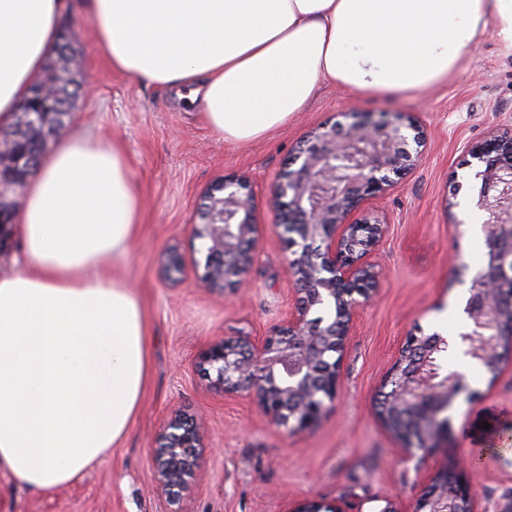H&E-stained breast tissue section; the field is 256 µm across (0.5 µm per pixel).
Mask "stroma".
Masks as SVG:
<instances>
[{
  "label": "stroma",
  "mask_w": 512,
  "mask_h": 512,
  "mask_svg": "<svg viewBox=\"0 0 512 512\" xmlns=\"http://www.w3.org/2000/svg\"><path fill=\"white\" fill-rule=\"evenodd\" d=\"M82 86L67 118L68 132L88 130L118 141L141 199V229L116 269L135 288L152 322L151 381L131 430L111 456L77 482L35 493L0 474V512H171L152 478L154 438L175 409L197 412L213 446L180 512H294L322 500L341 512H412L437 470L483 450L476 471L458 472L475 512H512V359L492 370L461 355L471 400L451 413L448 445L419 464L385 426L382 386L408 336L439 334L458 340L468 331L470 287L485 266L486 215L474 209L480 181L468 148L491 131L512 128V55L486 38L460 70L424 93L363 97L322 86L303 112L250 142L214 133L186 101L112 70L82 13L66 22ZM339 112L398 115L425 139L416 169L364 214L385 223L367 255L382 277L357 312L340 357L339 387L318 424L292 433L276 426L247 394L210 387L195 367L199 353L225 336H265L297 302L287 271L289 253L269 187L291 154ZM245 178L265 231L238 293L197 287L187 270L169 287L162 259L175 250L192 260L196 211L224 176Z\"/></svg>",
  "instance_id": "35a3bbf8"
}]
</instances>
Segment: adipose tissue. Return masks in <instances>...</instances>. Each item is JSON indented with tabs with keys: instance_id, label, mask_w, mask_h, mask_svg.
I'll return each mask as SVG.
<instances>
[{
	"instance_id": "1",
	"label": "adipose tissue",
	"mask_w": 512,
	"mask_h": 512,
	"mask_svg": "<svg viewBox=\"0 0 512 512\" xmlns=\"http://www.w3.org/2000/svg\"><path fill=\"white\" fill-rule=\"evenodd\" d=\"M113 70L187 95L219 136L288 125L325 83L363 96L447 80L485 37L512 54V0H0V128L12 126L73 7ZM121 147L58 139L28 178L0 274V471L38 493L73 483L127 437L151 373L149 318L104 276L140 228Z\"/></svg>"
}]
</instances>
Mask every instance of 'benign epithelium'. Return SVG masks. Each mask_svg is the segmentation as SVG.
Here are the masks:
<instances>
[{"label":"benign epithelium","instance_id":"obj_1","mask_svg":"<svg viewBox=\"0 0 512 512\" xmlns=\"http://www.w3.org/2000/svg\"><path fill=\"white\" fill-rule=\"evenodd\" d=\"M345 121L322 127L299 149L269 190L268 204L278 215L291 256L286 264L299 295L294 310L271 334L229 336L210 343L196 368L216 389L255 396L271 421L291 433L313 429L336 397L338 358L357 309L377 287L379 273L365 256L384 233L381 221L356 214L368 198L386 192L419 163L424 138L413 123L372 120L343 112ZM512 129L493 131L469 149L483 165L477 206L487 214L490 266L471 288L465 312L471 330L462 334L463 353L487 367L512 350ZM256 199L250 183L226 176L208 194L194 237L203 241L204 261H194L203 288L236 289L244 283L261 236L254 221ZM184 258L169 253L163 262L174 287L183 281ZM429 350L420 361L399 358L391 376H400L383 410H407L425 432L419 463L448 447V411L466 390L461 376L443 375L436 355L449 341L424 337ZM209 452L197 417L171 413L155 437L153 479L171 503L179 502L195 481ZM413 512H473L469 490L437 471L415 500Z\"/></svg>","mask_w":512,"mask_h":512}]
</instances>
